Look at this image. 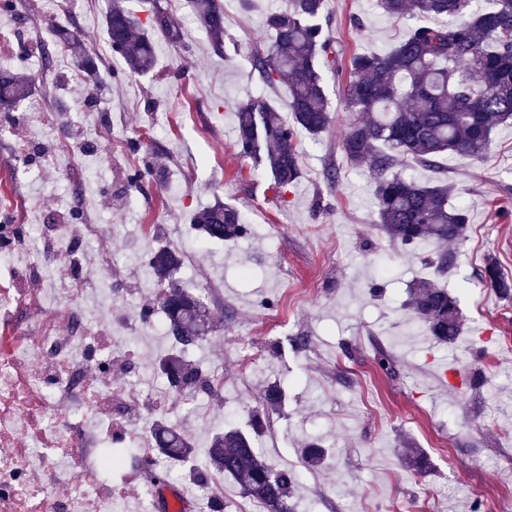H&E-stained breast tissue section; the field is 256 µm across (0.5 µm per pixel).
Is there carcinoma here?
I'll list each match as a JSON object with an SVG mask.
<instances>
[{
    "instance_id": "1",
    "label": "carcinoma",
    "mask_w": 512,
    "mask_h": 512,
    "mask_svg": "<svg viewBox=\"0 0 512 512\" xmlns=\"http://www.w3.org/2000/svg\"><path fill=\"white\" fill-rule=\"evenodd\" d=\"M324 2L289 0L286 9L268 14L271 42L254 47L249 62L263 84L288 86L291 119L263 97L241 103L236 108L235 146L241 156L269 170L279 193L287 192L301 177L299 134L317 137L332 125L325 75L346 72V80L339 81L345 106L365 120L345 133L340 152L349 164L369 163L378 230L404 247L433 242L435 251L426 261L443 274L456 265L457 254L450 245L465 237L469 212L450 204L454 186L447 178L424 184L402 169L410 161L437 169L446 155L480 159L491 148L494 130L512 123V0H488L489 7L479 10L474 0H379L389 18L414 23L388 51L352 54L345 70L333 56L332 40L321 22ZM194 8L215 51L224 52L221 0H196ZM105 28L112 50L124 58L131 75L153 70L154 34L178 38L169 18L153 13L142 19L120 0H113ZM53 44L86 71L97 72L76 23L56 26ZM36 89L32 74L0 70V110L9 111ZM193 221L207 241L234 240L249 232L240 211L229 204L202 209ZM148 265L164 289L157 303L175 346L160 368L170 387L182 392L198 379V368L187 354L209 334L210 309L200 295L174 281L183 265L179 250L159 248ZM480 280L500 298H512V280L501 274L496 262L486 263ZM407 307L437 341L453 344L459 339L461 312L446 289L418 281L410 288ZM374 363L390 376L397 373V360L383 349L376 351ZM281 399L280 387H268L265 409L254 414L252 432L230 427L216 434L194 477L203 478L209 469L222 472L260 503L263 512H294L297 472L271 467L256 445V434ZM152 430L157 447L168 457L194 454L176 426L156 419ZM302 454L310 468L324 463L325 449L316 443L303 448ZM404 460L415 473L429 469L426 454L418 448L405 449Z\"/></svg>"
}]
</instances>
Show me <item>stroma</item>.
Here are the masks:
<instances>
[{
  "label": "stroma",
  "instance_id": "obj_1",
  "mask_svg": "<svg viewBox=\"0 0 512 512\" xmlns=\"http://www.w3.org/2000/svg\"><path fill=\"white\" fill-rule=\"evenodd\" d=\"M91 2L75 21L99 66L91 78L97 102L108 110L87 114L82 99L57 89V75L40 72V87L52 89L46 120L29 124L20 109L13 136L0 134V196L11 195L19 226L60 223L69 201L83 197L103 227L87 243L98 261L84 287L93 291L108 277L132 297V307L98 309L141 337L137 355L151 365L171 340L148 338L142 320L156 305L146 257L160 245L194 251L178 278L212 290L213 329L193 359L222 371L224 389L201 411L196 395L187 396L167 420L203 451L224 425L250 431L266 388L277 384L284 398L257 440L267 463L301 461L311 442L329 450L324 467L305 470L295 512H493L512 492V302L479 278L492 258L512 279V127L496 129L482 160L446 156L440 170H409L422 183L447 175L455 202L469 210L457 267L440 278L423 261L431 244L407 251L377 230L369 169L344 163L338 148L359 116L345 109L334 79L326 81L332 126L316 138L300 135L302 176L285 197L274 195L264 168L240 157L236 103L263 95L288 110L285 85L263 87L248 59L254 42L270 39L269 11L288 0H222L223 56L213 53L191 0H126L142 18L160 8L181 34L176 44L157 38V64L145 77L128 75L110 47L104 16L112 0ZM324 17L344 62L355 52L386 51L406 30L378 0H325ZM354 17L364 32L352 28ZM29 138L50 152L32 158L18 179L12 143ZM332 164L340 176L331 185ZM218 199L251 213L249 238L204 243L191 219ZM419 279L457 299L464 322L457 345L438 344L406 309ZM293 336L309 337V348L292 350ZM346 344L352 357L342 354ZM378 346L397 359L396 375L374 364ZM245 352L253 360L247 369ZM474 370L485 376L477 389L468 384ZM408 445L427 454V474L405 466Z\"/></svg>",
  "mask_w": 512,
  "mask_h": 512
}]
</instances>
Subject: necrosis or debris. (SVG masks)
Here are the masks:
<instances>
[{
  "mask_svg": "<svg viewBox=\"0 0 512 512\" xmlns=\"http://www.w3.org/2000/svg\"><path fill=\"white\" fill-rule=\"evenodd\" d=\"M93 230L36 224L0 243V512H125L116 475L162 467L139 428L144 390L116 380L133 340L94 324L72 285L94 259ZM51 270L59 287L35 288ZM65 481L71 490L57 495Z\"/></svg>",
  "mask_w": 512,
  "mask_h": 512,
  "instance_id": "necrosis-or-debris-1",
  "label": "necrosis or debris"
}]
</instances>
